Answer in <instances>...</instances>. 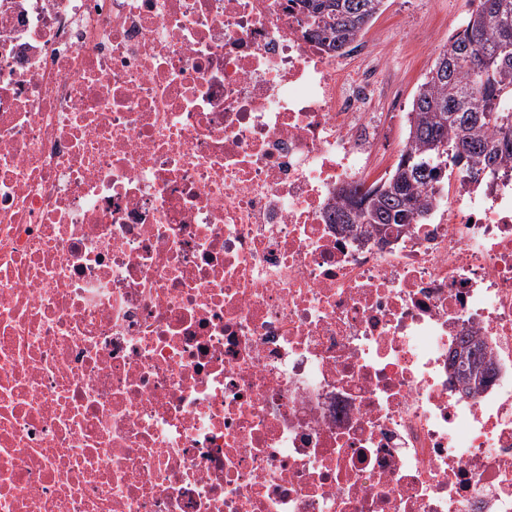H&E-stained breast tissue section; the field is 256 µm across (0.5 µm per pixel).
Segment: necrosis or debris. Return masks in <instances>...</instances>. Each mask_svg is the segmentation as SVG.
<instances>
[{
	"mask_svg": "<svg viewBox=\"0 0 512 512\" xmlns=\"http://www.w3.org/2000/svg\"><path fill=\"white\" fill-rule=\"evenodd\" d=\"M352 59L298 0H0V512H512V162L331 223L406 147ZM459 355L461 359L468 362L467 365H470L471 362V367L468 366V371L463 373L465 390L471 393V391L476 390L483 383V376H478V374L484 372L485 369H482V363L479 360L478 362L476 361V354L472 350L468 349L466 352L463 351L462 354ZM472 357H474L473 361Z\"/></svg>",
	"mask_w": 512,
	"mask_h": 512,
	"instance_id": "1",
	"label": "necrosis or debris"
}]
</instances>
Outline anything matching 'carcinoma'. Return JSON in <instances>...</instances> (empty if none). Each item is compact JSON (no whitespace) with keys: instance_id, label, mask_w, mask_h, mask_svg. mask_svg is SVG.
<instances>
[{"instance_id":"carcinoma-1","label":"carcinoma","mask_w":512,"mask_h":512,"mask_svg":"<svg viewBox=\"0 0 512 512\" xmlns=\"http://www.w3.org/2000/svg\"><path fill=\"white\" fill-rule=\"evenodd\" d=\"M384 0H302L308 26L331 51L363 35ZM472 9L448 38L407 112L406 153L415 164L397 163L384 178L386 189L353 187L336 194V224H422L428 207L425 189L448 177V168L465 170L492 183L502 163L512 160V113L494 101L512 95V0H471ZM472 350L460 354L471 363L465 390L483 383L481 362Z\"/></svg>"}]
</instances>
